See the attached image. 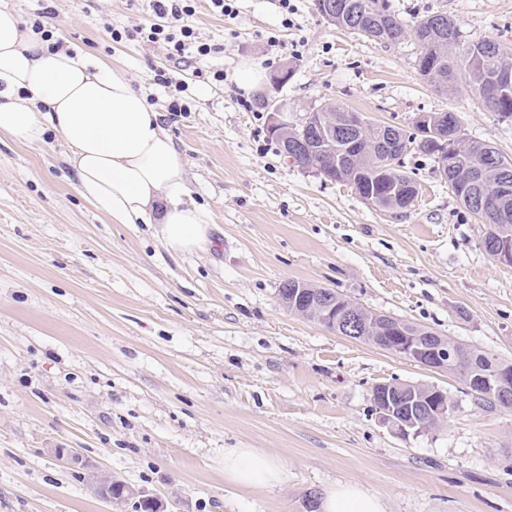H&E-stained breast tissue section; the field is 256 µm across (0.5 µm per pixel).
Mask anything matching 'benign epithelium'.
Returning <instances> with one entry per match:
<instances>
[{
  "label": "benign epithelium",
  "instance_id": "benign-epithelium-1",
  "mask_svg": "<svg viewBox=\"0 0 512 512\" xmlns=\"http://www.w3.org/2000/svg\"><path fill=\"white\" fill-rule=\"evenodd\" d=\"M510 95H512V68L503 65L488 79L484 96L488 102L493 103ZM268 110L267 130L271 136L277 138L290 129L295 130L291 140L283 143V155L287 161L302 170L324 178L329 177L320 164L313 161L314 153L323 149L325 143L335 139L334 128L324 119L321 107L315 105L309 107L297 124L288 122V113L293 111V108L288 106L286 101L276 100L271 103ZM416 124L423 134L443 138L441 127L438 120L434 119L433 113H421L416 118ZM340 127L347 141L346 149L349 150L347 158L355 162L359 159L357 148L359 141L364 139L362 133L366 131V121L358 113L345 112L340 117ZM446 144L447 159L441 164L442 175L454 181L476 180L483 165L477 161L469 172H458L455 156L460 145L451 138L446 141ZM511 199L512 185L507 182L499 187L497 197L490 205L482 199L477 201L469 196L464 197V201L478 210V216L486 221L495 209ZM484 247L496 262L512 265V234L497 233L484 240ZM306 303L313 309L319 307L334 314L338 319V326L345 333L353 334L360 328L358 308L351 307L347 310L338 308L336 298L326 287L312 289L306 298ZM371 326L377 332L393 334L395 342L388 345L391 352L434 370L445 371L451 368V362L456 356L453 340L439 335L415 336L399 322V319L379 313L373 316ZM476 386L478 390L505 401L512 399V375L484 373L477 377ZM411 390L410 383L386 382L373 388L372 391L375 411L380 423L404 438L421 433L426 426L424 419L429 415H437L443 422L448 418L446 392L438 388L433 389V394L428 398L429 405L422 409L416 406V399L410 394Z\"/></svg>",
  "mask_w": 512,
  "mask_h": 512
}]
</instances>
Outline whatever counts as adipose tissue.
Listing matches in <instances>:
<instances>
[{"label": "adipose tissue", "instance_id": "adipose-tissue-1", "mask_svg": "<svg viewBox=\"0 0 512 512\" xmlns=\"http://www.w3.org/2000/svg\"><path fill=\"white\" fill-rule=\"evenodd\" d=\"M161 115L106 66L51 50L19 18L0 9V135L24 144L48 132L65 141L80 196L113 224H156L169 249L208 250L207 211L186 203L184 159ZM224 476L244 488L282 484L287 473L252 448L224 452ZM320 512H383L354 484L327 490Z\"/></svg>", "mask_w": 512, "mask_h": 512}]
</instances>
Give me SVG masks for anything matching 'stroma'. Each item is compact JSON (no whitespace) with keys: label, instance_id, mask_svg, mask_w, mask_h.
Segmentation results:
<instances>
[{"label":"stroma","instance_id":"stroma-1","mask_svg":"<svg viewBox=\"0 0 512 512\" xmlns=\"http://www.w3.org/2000/svg\"><path fill=\"white\" fill-rule=\"evenodd\" d=\"M389 2L409 22L447 14L468 39L512 54V0ZM291 3L286 27L279 0H242L233 20L199 0L192 23L223 50L171 61L159 44L112 42L99 23L135 27L148 0H59L68 48L108 63L162 112L212 245L176 254L156 225L108 223L78 194L59 136L0 137V512H137L134 499L98 495L100 474L161 512H306L309 492L339 482L377 495L384 512H512V409L278 300L288 279L332 288L512 362V266L486 254L485 224L431 158L406 155L420 194L397 216L287 163L256 105L266 84L241 90L235 73L291 66L280 95L294 122L330 103L411 132L420 113L453 110L467 136L509 157L512 122L466 85L446 96L422 80L413 37L384 45L328 24L314 0ZM164 66L189 83L190 111H168L152 82ZM216 68L223 85L194 76ZM394 380L447 392V421L409 438L381 425L372 390ZM228 448L272 455L287 481L235 485ZM117 486H118V488L114 492L116 498L120 495V490L122 489L124 484L123 483H119ZM97 491H98V493L104 499H107V500H109L111 502H112V500L114 502V500L115 501L116 500H123V499L128 498V497L138 496V497H140L141 500H144V499L149 500L153 504V506H154V508L156 510L155 512H159L160 511L159 507H158V504L154 500V498L148 497L146 495H142V494H140V492L134 491L131 488H126V492L124 493V496L122 498H119V499L114 498L112 496V477L111 476H103V477L99 478V480L97 481Z\"/></svg>","mask_w":512,"mask_h":512}]
</instances>
